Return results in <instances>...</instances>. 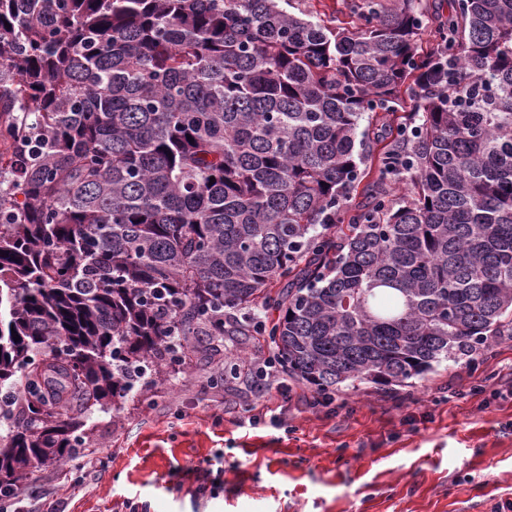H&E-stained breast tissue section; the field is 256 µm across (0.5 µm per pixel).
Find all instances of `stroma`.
I'll list each match as a JSON object with an SVG mask.
<instances>
[{
	"label": "stroma",
	"instance_id": "stroma-1",
	"mask_svg": "<svg viewBox=\"0 0 512 512\" xmlns=\"http://www.w3.org/2000/svg\"><path fill=\"white\" fill-rule=\"evenodd\" d=\"M270 340H203L191 365L84 415L81 460L38 467L31 490L67 512H512V338L441 362L405 386L359 384L308 408L265 398L279 423L248 422L256 389L208 378Z\"/></svg>",
	"mask_w": 512,
	"mask_h": 512
}]
</instances>
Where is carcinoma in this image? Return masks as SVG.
Wrapping results in <instances>:
<instances>
[{
	"label": "carcinoma",
	"mask_w": 512,
	"mask_h": 512,
	"mask_svg": "<svg viewBox=\"0 0 512 512\" xmlns=\"http://www.w3.org/2000/svg\"><path fill=\"white\" fill-rule=\"evenodd\" d=\"M292 2L0 0V487L176 338L325 395L512 337V0ZM299 8L311 13L315 20L336 18V27L351 28L356 18L343 7L341 0H301Z\"/></svg>",
	"instance_id": "obj_1"
}]
</instances>
